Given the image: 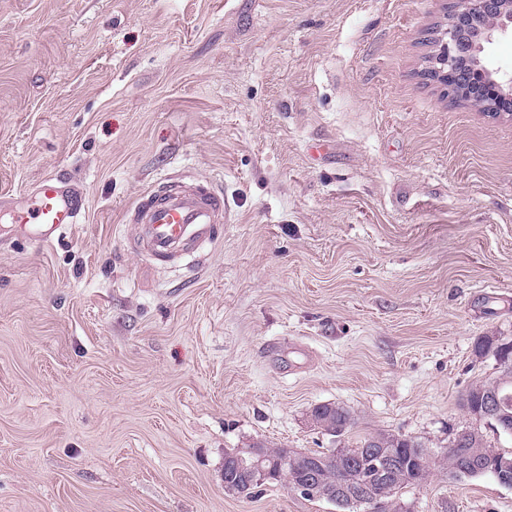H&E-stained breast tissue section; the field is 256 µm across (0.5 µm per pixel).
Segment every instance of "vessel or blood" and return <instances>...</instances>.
Wrapping results in <instances>:
<instances>
[{
    "mask_svg": "<svg viewBox=\"0 0 512 512\" xmlns=\"http://www.w3.org/2000/svg\"><path fill=\"white\" fill-rule=\"evenodd\" d=\"M84 209L81 194L63 178L50 176L12 204L7 215L17 238L47 245L59 240L65 225L78 223ZM125 219L137 226L150 259L175 263L217 239L219 226L229 221V202L204 184L172 181L142 193Z\"/></svg>",
    "mask_w": 512,
    "mask_h": 512,
    "instance_id": "vessel-or-blood-1",
    "label": "vessel or blood"
}]
</instances>
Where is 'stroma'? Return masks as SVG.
I'll use <instances>...</instances> for the list:
<instances>
[{
    "label": "stroma",
    "mask_w": 512,
    "mask_h": 512,
    "mask_svg": "<svg viewBox=\"0 0 512 512\" xmlns=\"http://www.w3.org/2000/svg\"><path fill=\"white\" fill-rule=\"evenodd\" d=\"M451 0H0V196L62 175L80 223L0 217V512H336L224 455L377 432L439 459L512 339V117L428 75ZM206 181L231 220L148 266L124 210ZM357 420L332 437L314 406ZM399 512H512L433 467Z\"/></svg>",
    "instance_id": "obj_1"
}]
</instances>
